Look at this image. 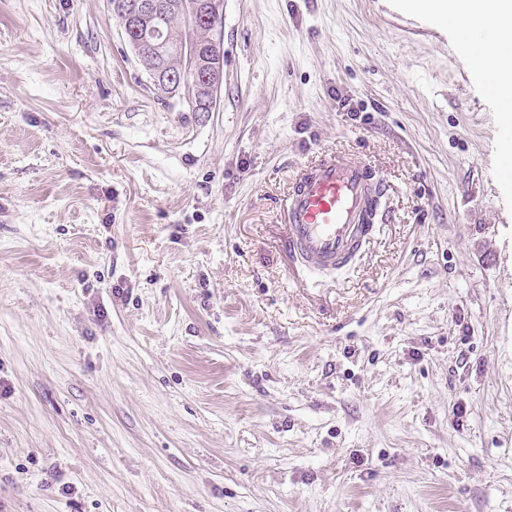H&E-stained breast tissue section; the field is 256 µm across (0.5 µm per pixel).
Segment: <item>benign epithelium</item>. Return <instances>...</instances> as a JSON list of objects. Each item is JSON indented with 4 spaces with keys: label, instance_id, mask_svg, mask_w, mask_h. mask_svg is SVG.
I'll return each instance as SVG.
<instances>
[{
    "label": "benign epithelium",
    "instance_id": "1",
    "mask_svg": "<svg viewBox=\"0 0 512 512\" xmlns=\"http://www.w3.org/2000/svg\"><path fill=\"white\" fill-rule=\"evenodd\" d=\"M170 8L171 3L167 0H129L125 10L120 12V29L124 39L135 52L138 53L143 47L148 46L162 55L167 53L161 22ZM180 54L181 62L178 68L151 73L152 83L174 95L182 92L190 101L207 92L210 104L204 111H215L223 85V73L205 69V59L190 40L183 43Z\"/></svg>",
    "mask_w": 512,
    "mask_h": 512
}]
</instances>
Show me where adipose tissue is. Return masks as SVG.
Here are the masks:
<instances>
[{
	"instance_id": "obj_1",
	"label": "adipose tissue",
	"mask_w": 512,
	"mask_h": 512,
	"mask_svg": "<svg viewBox=\"0 0 512 512\" xmlns=\"http://www.w3.org/2000/svg\"><path fill=\"white\" fill-rule=\"evenodd\" d=\"M406 9L455 31L472 67L497 98L500 119L512 122V0H403ZM493 27L492 42L475 40L472 25Z\"/></svg>"
}]
</instances>
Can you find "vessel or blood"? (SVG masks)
<instances>
[{"label":"vessel or blood","mask_w":512,"mask_h":512,"mask_svg":"<svg viewBox=\"0 0 512 512\" xmlns=\"http://www.w3.org/2000/svg\"><path fill=\"white\" fill-rule=\"evenodd\" d=\"M383 196L381 181L354 156L304 169L283 199L289 256L317 270L347 265L371 237Z\"/></svg>","instance_id":"obj_1"}]
</instances>
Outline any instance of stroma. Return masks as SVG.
I'll use <instances>...</instances> for the list:
<instances>
[{"label": "stroma", "instance_id": "obj_1", "mask_svg": "<svg viewBox=\"0 0 512 512\" xmlns=\"http://www.w3.org/2000/svg\"><path fill=\"white\" fill-rule=\"evenodd\" d=\"M215 111L109 0H0V512H512V124L399 0H223ZM362 158L292 266V170ZM384 187L351 155H330L304 169L283 199L285 247L317 270L350 263L373 234Z\"/></svg>", "mask_w": 512, "mask_h": 512}]
</instances>
